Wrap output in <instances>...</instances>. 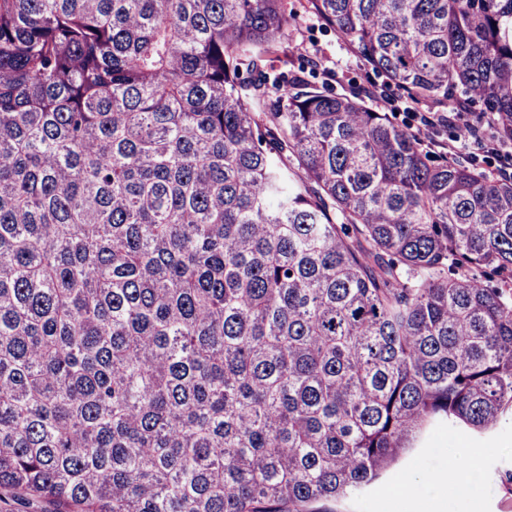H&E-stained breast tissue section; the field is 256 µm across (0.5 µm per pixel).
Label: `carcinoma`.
Returning a JSON list of instances; mask_svg holds the SVG:
<instances>
[{"label":"carcinoma","mask_w":512,"mask_h":512,"mask_svg":"<svg viewBox=\"0 0 512 512\" xmlns=\"http://www.w3.org/2000/svg\"><path fill=\"white\" fill-rule=\"evenodd\" d=\"M512 143V0H310ZM285 0H0V489L322 512L512 411V177L265 57Z\"/></svg>","instance_id":"carcinoma-1"}]
</instances>
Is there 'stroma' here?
<instances>
[{
	"mask_svg": "<svg viewBox=\"0 0 512 512\" xmlns=\"http://www.w3.org/2000/svg\"><path fill=\"white\" fill-rule=\"evenodd\" d=\"M288 6L293 19L267 61L270 74L293 71L300 61L315 60L313 83L337 94H364L372 109L386 113L396 124L411 131L420 128L423 107L397 87L385 85L383 77L309 9L307 0H288ZM453 446L479 453L477 476L465 489L440 488L430 482L431 474L447 472L450 458V448L444 447L442 435L431 426L379 481L358 494L327 502L328 512H512V485L503 477L504 471L512 470V419L504 418L501 428L482 435L458 429ZM407 481L414 484L411 495L393 496V489Z\"/></svg>",
	"mask_w": 512,
	"mask_h": 512,
	"instance_id": "35a3bbf8",
	"label": "stroma"
}]
</instances>
